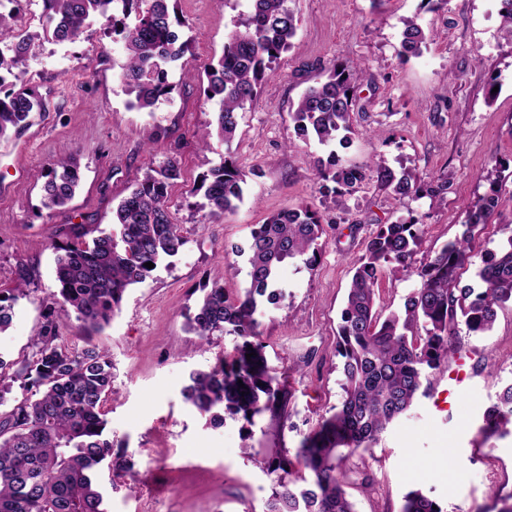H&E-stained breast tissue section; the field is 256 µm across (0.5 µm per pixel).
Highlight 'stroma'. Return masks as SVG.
I'll return each instance as SVG.
<instances>
[{"mask_svg": "<svg viewBox=\"0 0 512 512\" xmlns=\"http://www.w3.org/2000/svg\"><path fill=\"white\" fill-rule=\"evenodd\" d=\"M298 19L256 100L241 112L231 144L199 136L214 117L203 94L205 69L221 56L237 16L224 0H177L190 48L176 62L171 94L152 110L130 107L119 74L118 39L95 18L72 43L41 41L23 78L46 103L29 125L0 139V290L13 288L18 264L35 290L13 307L0 333V358L21 363L35 353L32 338L56 289L50 234L57 224L110 228L112 210L149 164L173 158L184 180L171 194V212L186 243L143 282L130 286L120 311L101 331L74 319L60 329L70 350L98 345L112 362V397L105 405L115 444L134 462L98 481L108 512H266L272 478L253 457L294 456L299 442L341 398L336 327L356 259L377 225L418 218L423 262L459 236L467 213L490 189L493 158L508 163L502 201L476 239L477 251L512 234V43L500 32L501 0H287ZM418 17L430 39L419 57L400 60L402 21ZM358 64L368 75L354 93L355 133L339 155L364 168L351 194L322 196L312 160L328 148L297 138L290 112L300 96L336 64ZM233 155L248 173L242 203L205 224L183 202L195 181ZM63 156L74 157L80 187L64 209L42 204L36 175ZM412 170L425 182L447 181L446 202L400 197L381 186L374 164ZM308 206L329 227L315 266L285 262L281 299L259 315L270 368L286 374L292 392L287 424L269 416L253 423L225 418L211 424L184 403L195 370L232 355L236 336L200 343L184 314L217 269L224 286L247 285L252 229L273 212ZM460 358L437 373L427 395L390 424L371 450L347 467L356 512H400L404 495L421 490L444 512H498L512 495V436L484 438L483 412L512 383V306L499 310L484 336L460 334ZM463 376L455 384L454 376Z\"/></svg>", "mask_w": 512, "mask_h": 512, "instance_id": "1", "label": "stroma"}]
</instances>
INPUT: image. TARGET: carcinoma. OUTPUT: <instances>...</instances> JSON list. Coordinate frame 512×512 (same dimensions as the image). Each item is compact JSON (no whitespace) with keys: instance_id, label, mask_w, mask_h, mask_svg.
Wrapping results in <instances>:
<instances>
[{"instance_id":"carcinoma-1","label":"carcinoma","mask_w":512,"mask_h":512,"mask_svg":"<svg viewBox=\"0 0 512 512\" xmlns=\"http://www.w3.org/2000/svg\"><path fill=\"white\" fill-rule=\"evenodd\" d=\"M18 0H0V43L9 40L11 54L0 52L1 72L20 69L43 40L73 42L92 17L105 19L112 35L123 43L125 62L121 78L133 96L130 105L152 109L170 93L169 69L189 50L180 39L183 22L176 14L177 0H42L46 26L43 33H16ZM216 64L205 70V97L216 103L215 126H206L203 145L212 137L233 140L238 113L258 95L265 77L281 55L292 47L297 19L287 0H245ZM427 35L417 18L403 20L402 59L418 57ZM365 70L359 65H333L325 80L309 87L290 112L296 134L319 144L346 146L352 130L356 99L354 85ZM42 100L26 88L0 95V138L29 124L41 111ZM320 192L344 196L364 181L357 166L340 163L336 151L314 159ZM503 163L495 161L490 192L469 210L460 237L446 243L417 268L419 287L408 295L403 309L387 314L379 306V282L389 273L408 269L422 242L416 219L380 224L354 263V273L337 330L336 353L342 359L341 399L334 412L303 435L296 459L307 471H294L286 456L256 460L272 476L267 512H355L347 491L346 462L370 448L418 395L427 394L436 371L448 365L457 346L459 326L471 336L492 331L498 309L512 303V234L476 265L477 286L460 285V271L473 265V245L499 206ZM377 181L399 196L427 195L444 199L447 182L420 184L412 172L397 175L383 162L375 164ZM247 174L231 157L212 168L190 195L188 204L202 218L219 217L244 199ZM43 206L56 210L75 196L79 168L69 158L41 170ZM183 179L177 160L169 158L146 168L130 192L112 211V229L97 224H63L55 229L54 294L58 309H49L33 337L37 358L15 371L10 381L1 374L0 406L6 405L13 383L28 395L13 400L0 414V512H106L97 474L107 465L120 477L133 469L121 450H114L106 433L104 406L112 394V363L98 346L87 343L70 352L59 343L62 320L75 318L85 329L100 330L119 311L127 288L151 273L145 263L174 257L186 243L181 225L170 212V189ZM326 233L322 217L307 206L281 210L256 225L247 250L249 286L230 292L224 273L217 272L211 287L185 314V327L202 341L220 333L241 339L233 356L222 358L208 371H195L182 390L184 401L202 416L224 422V415L239 416L251 424L258 416L288 418L291 390L272 374L258 340V316L278 303L279 270L283 262L306 257L314 266ZM16 295L0 298V332L12 321L16 296L29 293L30 276L23 265L16 269ZM256 356L246 359V354ZM244 387H239V384ZM512 383L504 386L483 415L479 432L484 437L512 433ZM401 512H444L421 491L405 496Z\"/></svg>"}]
</instances>
